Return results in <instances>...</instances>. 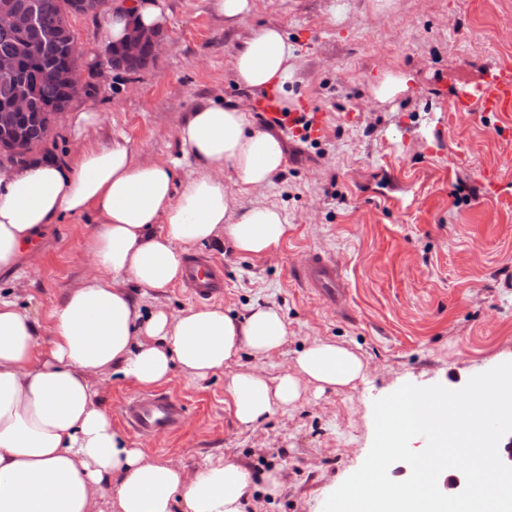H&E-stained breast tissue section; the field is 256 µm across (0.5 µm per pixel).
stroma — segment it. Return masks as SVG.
I'll list each match as a JSON object with an SVG mask.
<instances>
[{
  "label": "stroma",
  "instance_id": "1",
  "mask_svg": "<svg viewBox=\"0 0 512 512\" xmlns=\"http://www.w3.org/2000/svg\"><path fill=\"white\" fill-rule=\"evenodd\" d=\"M166 48L147 68L115 71L82 101L98 122L86 137L105 144L124 136L142 160L180 156L179 126L201 100L249 108L259 90L238 86L232 57L243 33L277 24L295 48L296 69L282 106L325 113L314 144L279 139L285 164L262 191L224 182L241 208L279 207L288 235L260 256L239 253L229 236L196 251L224 264L222 307L243 315L255 305L280 308L288 325L267 376L290 368L316 340L341 343L365 364L355 385L307 394L274 409L259 425L240 426L223 374L192 381L174 374L162 389L185 406L181 429L146 441L124 425L120 406L137 383L95 380L112 424L151 459L197 470L224 456L251 474L245 512H322L327 497L364 462L374 437V400L404 384L456 390L512 362V174L496 196L472 178L496 163L503 142L490 116L450 106L459 87L480 81L512 56V0H254L240 29L229 30L213 0H167ZM317 33L306 42L305 29ZM395 87L381 95L383 84ZM259 129L256 113L248 115ZM467 165L448 171V156ZM93 215L47 225L16 274L0 273V295L15 298L41 325L84 277ZM336 261L348 288L335 310L295 273L306 254ZM280 470L277 496L265 474Z\"/></svg>",
  "mask_w": 512,
  "mask_h": 512
}]
</instances>
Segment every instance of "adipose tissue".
Returning <instances> with one entry per match:
<instances>
[{"label": "adipose tissue", "mask_w": 512, "mask_h": 512, "mask_svg": "<svg viewBox=\"0 0 512 512\" xmlns=\"http://www.w3.org/2000/svg\"><path fill=\"white\" fill-rule=\"evenodd\" d=\"M165 30L164 0H134L104 21L102 46L124 38L129 20ZM293 48L280 27L245 36L232 70L249 89L284 87ZM182 159H136L124 138L85 143L74 157L28 159L0 171V271H12L23 249L65 215L94 214L87 243L92 272L49 314L47 334L15 300L0 297V512H243L248 468L207 461L195 473L149 459L128 447L97 403L92 381L108 372L144 387L173 372L203 381L223 373L238 424L251 427L273 409L295 406L308 389L346 387L364 373L362 359L330 341L309 344L289 370L268 377L261 364L287 341L288 326L273 305L243 316L219 306L180 314L155 308L143 315L128 290L156 291L182 275L184 254L220 235L239 253L277 247L288 222L273 205L240 209L224 183L225 170L254 189L281 170V141L251 128L245 110L199 102L177 132ZM195 177L176 189L182 163ZM257 365L235 371L241 352Z\"/></svg>", "instance_id": "adipose-tissue-1"}]
</instances>
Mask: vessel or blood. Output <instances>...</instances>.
Listing matches in <instances>:
<instances>
[{"instance_id": "vessel-or-blood-1", "label": "vessel or blood", "mask_w": 512, "mask_h": 512, "mask_svg": "<svg viewBox=\"0 0 512 512\" xmlns=\"http://www.w3.org/2000/svg\"><path fill=\"white\" fill-rule=\"evenodd\" d=\"M454 111L468 114L481 112L497 120L496 134L512 142V59L500 60L495 73L482 82L461 87L452 104ZM254 109L265 124L282 127L302 135L298 113L284 112L275 93L259 99ZM512 172V152L502 153L494 167L479 169L475 179L484 195L497 193L505 174ZM301 279L311 288L338 302L344 286L335 264L318 254L308 255L302 263ZM183 285L196 298L210 300L224 293V267L208 256L190 258L184 268ZM121 417L138 436L152 439L175 433L184 419V406L167 393L137 394L121 405Z\"/></svg>"}]
</instances>
